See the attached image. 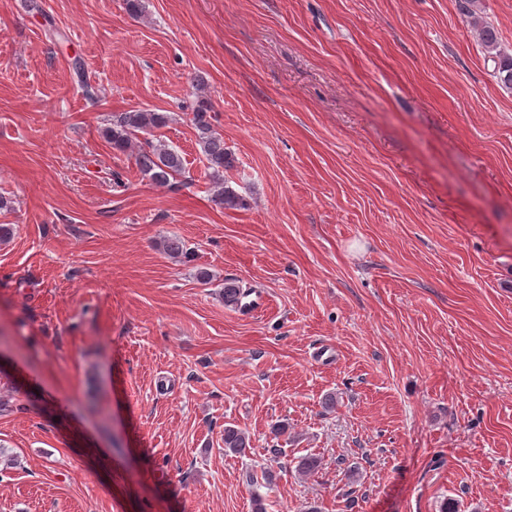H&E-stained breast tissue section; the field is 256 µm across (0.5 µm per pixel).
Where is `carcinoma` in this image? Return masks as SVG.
<instances>
[{
	"label": "carcinoma",
	"mask_w": 512,
	"mask_h": 512,
	"mask_svg": "<svg viewBox=\"0 0 512 512\" xmlns=\"http://www.w3.org/2000/svg\"><path fill=\"white\" fill-rule=\"evenodd\" d=\"M479 39L488 52L493 56L497 77L506 85L512 86V56L497 52L499 46V33L495 27L482 22L478 25ZM79 89L85 99L97 100L96 87L87 78L80 61L74 62ZM208 100L205 96H198V105L193 110V125L198 131L197 142L201 153L210 170V178L216 188L215 199L225 208L243 207L245 203L236 192L225 185L224 170L233 167L234 158L224 148V138L214 125L207 120ZM169 123V116L165 112H155L149 109H138L123 112L112 120V126L105 128L104 137L112 144V148L125 151L133 144V138L138 132L147 134V137L138 142L135 156L140 171L149 176L150 180L163 187H174L177 178L184 173L185 167L182 156L166 145L154 142L149 138L155 130H159ZM247 296L238 281L224 279V305L228 307L242 306V299ZM250 447V437L247 432L234 426L224 427V454L244 455Z\"/></svg>",
	"instance_id": "carcinoma-1"
}]
</instances>
